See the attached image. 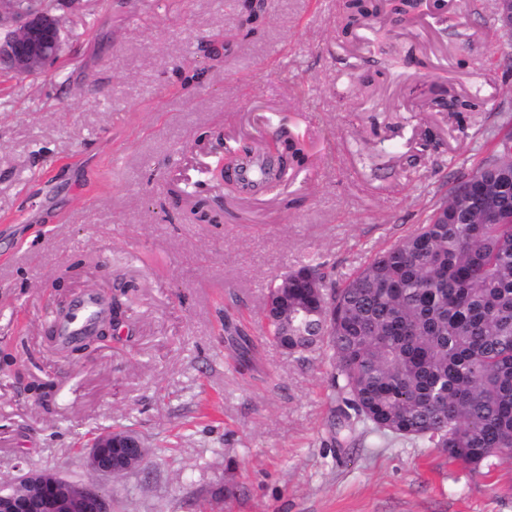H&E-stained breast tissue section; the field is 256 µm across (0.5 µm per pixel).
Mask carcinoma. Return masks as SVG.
Returning a JSON list of instances; mask_svg holds the SVG:
<instances>
[{
    "mask_svg": "<svg viewBox=\"0 0 512 512\" xmlns=\"http://www.w3.org/2000/svg\"><path fill=\"white\" fill-rule=\"evenodd\" d=\"M244 25L254 33L264 0H245ZM416 0H343L342 30L381 12L405 19ZM277 161L244 145L236 165L252 167L251 185L270 190L303 167L307 154L292 136L275 144ZM470 184L475 202L456 192L400 242L379 251L341 288L332 289L336 324L322 327L314 289L324 264L312 258L273 284L264 304L268 335L288 354L326 348L340 424L362 423L438 448L477 467L512 456V154L506 144Z\"/></svg>",
    "mask_w": 512,
    "mask_h": 512,
    "instance_id": "1",
    "label": "carcinoma"
}]
</instances>
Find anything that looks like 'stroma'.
Returning <instances> with one entry per match:
<instances>
[{
  "instance_id": "35a3bbf8",
  "label": "stroma",
  "mask_w": 512,
  "mask_h": 512,
  "mask_svg": "<svg viewBox=\"0 0 512 512\" xmlns=\"http://www.w3.org/2000/svg\"><path fill=\"white\" fill-rule=\"evenodd\" d=\"M267 3L247 38L240 0H87L60 8L66 45L42 74L0 75V482L56 468L102 483L112 512H512V457L467 467L341 428L330 352L294 358L261 319L272 282L315 257L342 286L512 134L495 0L380 15L348 38L339 0ZM442 92L465 108L430 109ZM283 126L306 133L309 165L224 201L203 172L218 141ZM192 195L233 219L191 220ZM104 281L119 328L60 356L56 312ZM226 315L254 366L234 359ZM35 381L53 383L49 404ZM119 427L149 463L97 480L81 450Z\"/></svg>"
}]
</instances>
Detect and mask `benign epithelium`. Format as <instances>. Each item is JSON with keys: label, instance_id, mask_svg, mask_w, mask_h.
<instances>
[{"label": "benign epithelium", "instance_id": "7a95c632", "mask_svg": "<svg viewBox=\"0 0 512 512\" xmlns=\"http://www.w3.org/2000/svg\"><path fill=\"white\" fill-rule=\"evenodd\" d=\"M0 65L17 75H31L63 51L64 22L31 0H0ZM146 463L141 438L112 431L98 436L87 466L101 478L139 469ZM0 512H112V497L102 488L67 479L54 470H19L0 484Z\"/></svg>", "mask_w": 512, "mask_h": 512}]
</instances>
